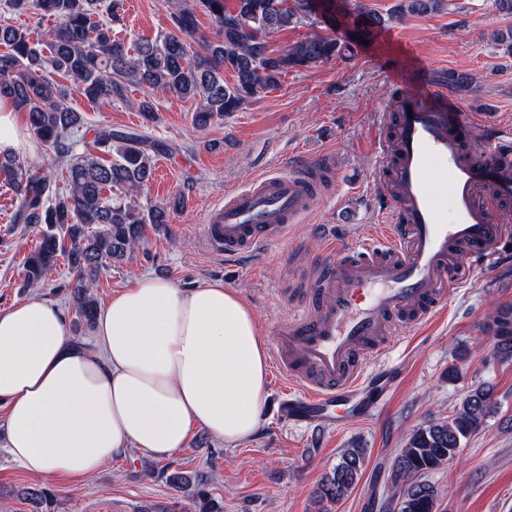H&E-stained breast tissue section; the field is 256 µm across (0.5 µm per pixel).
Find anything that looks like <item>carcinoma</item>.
Returning <instances> with one entry per match:
<instances>
[{"label":"carcinoma","mask_w":512,"mask_h":512,"mask_svg":"<svg viewBox=\"0 0 512 512\" xmlns=\"http://www.w3.org/2000/svg\"><path fill=\"white\" fill-rule=\"evenodd\" d=\"M175 0L176 32L155 40L142 39L133 50L112 38V20L120 16L123 0H7L14 10L34 8L53 25L34 41L23 29L0 24V96L13 100L26 113L29 128L44 145L68 157L67 188L17 156L0 158V174L19 197L16 224L42 225V241L26 260V281L44 282L59 257L67 258L73 274L75 311L79 323L92 327L96 318L93 289L100 274L140 242L146 224H168L181 205L173 197L161 206L143 210L138 190L155 173L156 151L145 138L101 126L86 142L87 123L70 104L71 87L52 78L69 80L88 101L122 98L127 86L143 89L138 110L154 121L155 93H169L197 103L193 122L205 128L224 114L236 112L260 95L275 89L288 70L330 60L342 51L336 36L313 34L281 51L269 48L268 35L301 23L309 0ZM440 0H402L399 16L425 15ZM216 23V39L198 32L196 9ZM107 15L93 21L95 14ZM229 72L233 81L224 80ZM496 355L512 359V309L494 321ZM494 410L492 389L479 384L455 413L413 429L392 463L395 493L390 512H439L440 493L428 477L453 460L462 442L478 433ZM366 449L346 448L336 466L318 485L317 502L336 503L356 487ZM168 483L194 487V512H224L210 496L204 481L175 471Z\"/></svg>","instance_id":"carcinoma-1"}]
</instances>
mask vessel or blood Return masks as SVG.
<instances>
[{
  "mask_svg": "<svg viewBox=\"0 0 512 512\" xmlns=\"http://www.w3.org/2000/svg\"><path fill=\"white\" fill-rule=\"evenodd\" d=\"M445 93L398 89L381 109L394 115L378 139L374 178L389 204L384 223L358 245L327 238L333 274L278 322L272 355L289 381L280 403L291 423L330 427L372 415L374 392L395 382L392 366L370 360L400 344L398 328H416L443 309L476 260L512 243L499 217L512 202V140L490 124L488 146L470 151L471 129L448 111ZM312 199L296 166L259 174L225 193L205 213V239L226 256L254 254L285 236Z\"/></svg>",
  "mask_w": 512,
  "mask_h": 512,
  "instance_id": "vessel-or-blood-1",
  "label": "vessel or blood"
}]
</instances>
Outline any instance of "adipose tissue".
<instances>
[{"label": "adipose tissue", "instance_id": "adipose-tissue-1", "mask_svg": "<svg viewBox=\"0 0 512 512\" xmlns=\"http://www.w3.org/2000/svg\"><path fill=\"white\" fill-rule=\"evenodd\" d=\"M32 144L0 98V154ZM268 347L241 294L186 291L152 276L99 308L94 344L74 339L57 304L30 296L0 312V422L10 459L49 479L87 480L136 449L166 458L191 425L225 442L260 425Z\"/></svg>", "mask_w": 512, "mask_h": 512}]
</instances>
